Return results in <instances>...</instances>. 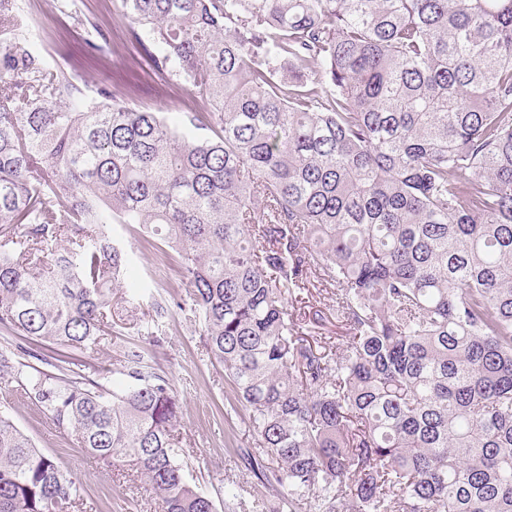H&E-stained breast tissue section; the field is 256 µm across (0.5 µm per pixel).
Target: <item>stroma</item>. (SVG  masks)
I'll use <instances>...</instances> for the list:
<instances>
[{
	"label": "stroma",
	"instance_id": "1",
	"mask_svg": "<svg viewBox=\"0 0 512 512\" xmlns=\"http://www.w3.org/2000/svg\"><path fill=\"white\" fill-rule=\"evenodd\" d=\"M20 8L44 68L67 74L85 98L106 90L136 109L161 113L176 127L185 113L207 111L186 78L153 68L151 59L162 46L148 30L130 28L120 0H21ZM113 235L130 254L127 280L146 285L147 301L169 305L168 336L154 345L135 321H125L102 338L98 350L84 354L87 376L111 384L112 367L126 348L153 351L181 405L176 433L187 478L212 497L217 512H267L266 492L242 459L247 452L263 453L249 431L247 413L236 406L223 366L211 361L200 327L186 322L173 306L186 292L176 254L134 239L120 224L114 225ZM307 305L322 317L312 336L322 344L339 342L346 329L336 318L334 289H311ZM2 399L9 400L12 420L36 448L81 487L82 505L67 512H158L157 501L130 463L120 459L108 465L90 457L44 409L0 385Z\"/></svg>",
	"mask_w": 512,
	"mask_h": 512
}]
</instances>
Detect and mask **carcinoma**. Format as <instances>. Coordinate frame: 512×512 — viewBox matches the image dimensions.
Returning a JSON list of instances; mask_svg holds the SVG:
<instances>
[{
    "mask_svg": "<svg viewBox=\"0 0 512 512\" xmlns=\"http://www.w3.org/2000/svg\"><path fill=\"white\" fill-rule=\"evenodd\" d=\"M213 107L85 99L0 0V325L95 351L125 293L108 226L160 237L268 458L271 512H512V0H121ZM336 288L344 347L289 302ZM165 341V309L146 322ZM0 344V383L89 455L127 458L160 512H216L184 474L180 404L144 351L107 389ZM80 487L0 405V512Z\"/></svg>",
    "mask_w": 512,
    "mask_h": 512,
    "instance_id": "1",
    "label": "carcinoma"
}]
</instances>
